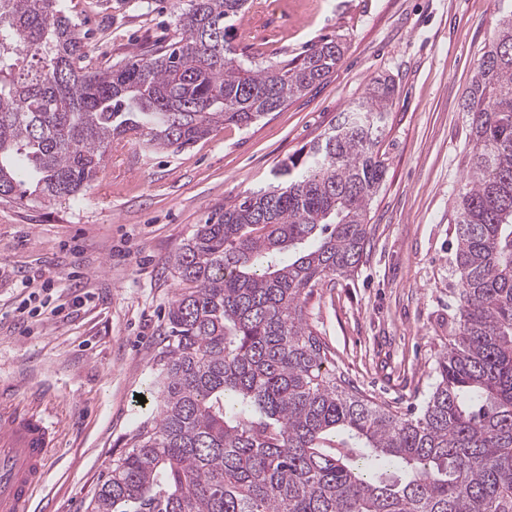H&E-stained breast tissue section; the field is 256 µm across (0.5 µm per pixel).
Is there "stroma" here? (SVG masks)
Listing matches in <instances>:
<instances>
[{
    "mask_svg": "<svg viewBox=\"0 0 512 512\" xmlns=\"http://www.w3.org/2000/svg\"><path fill=\"white\" fill-rule=\"evenodd\" d=\"M101 2L69 3L91 33L92 67L173 34L175 0ZM497 17L496 0H250L227 37L234 52L269 64L338 38L343 55L326 80L183 150L114 145L79 200L0 203V380L41 393L59 448L33 512H91L113 459L156 416L146 392L179 289L172 262L198 224L274 183L381 77L396 93L370 246L357 273L315 289L305 311L347 385L422 410L457 311L454 206L471 148L462 102Z\"/></svg>",
    "mask_w": 512,
    "mask_h": 512,
    "instance_id": "35a3bbf8",
    "label": "stroma"
}]
</instances>
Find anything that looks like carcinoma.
<instances>
[{
    "label": "carcinoma",
    "mask_w": 512,
    "mask_h": 512,
    "mask_svg": "<svg viewBox=\"0 0 512 512\" xmlns=\"http://www.w3.org/2000/svg\"><path fill=\"white\" fill-rule=\"evenodd\" d=\"M247 0H183L179 37L106 70L66 0H0V201L75 200L112 142L181 149L246 126L324 80L339 42L301 62H242ZM462 104L473 147L451 261L457 314L417 417L345 387L306 297L360 266L394 84L288 159L279 184L224 206L176 255L157 416L112 461L91 512H512V0Z\"/></svg>",
    "instance_id": "carcinoma-1"
}]
</instances>
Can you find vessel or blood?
Instances as JSON below:
<instances>
[{
  "instance_id": "b4317fda",
  "label": "vessel or blood",
  "mask_w": 512,
  "mask_h": 512,
  "mask_svg": "<svg viewBox=\"0 0 512 512\" xmlns=\"http://www.w3.org/2000/svg\"><path fill=\"white\" fill-rule=\"evenodd\" d=\"M55 441L36 397L0 387V512H31Z\"/></svg>"
}]
</instances>
